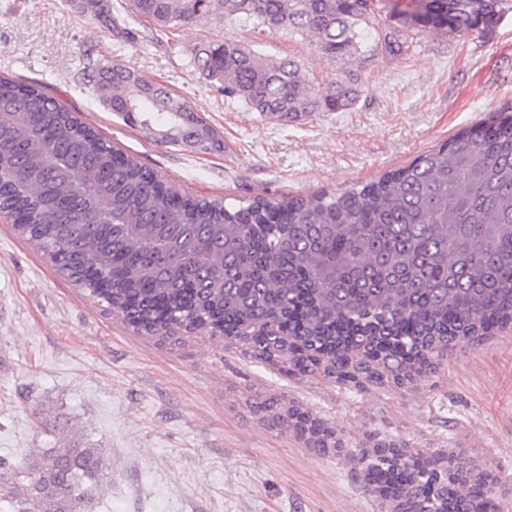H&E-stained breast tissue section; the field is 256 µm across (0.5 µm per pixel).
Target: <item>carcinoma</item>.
Listing matches in <instances>:
<instances>
[{
  "mask_svg": "<svg viewBox=\"0 0 512 512\" xmlns=\"http://www.w3.org/2000/svg\"><path fill=\"white\" fill-rule=\"evenodd\" d=\"M504 0H421L412 21L467 34L495 18ZM159 28L203 16L234 18L259 32L317 35L328 60L357 50L370 0H129ZM104 27L126 39L112 0H87ZM203 78L251 110L292 122L352 106L350 83L315 84L291 57L269 60L252 46L208 41L194 56ZM88 82L111 112L165 143L202 150L216 135L185 100L120 65L91 69ZM85 175L74 183L72 171ZM0 204L27 223L18 233L90 295L123 309L133 330L172 338L216 315L223 334L272 365L375 385L426 379L450 348L483 340L512 322V114L491 112L377 180L342 192L237 199L199 198L114 149L37 84L0 75ZM121 224H137L141 241ZM109 287L102 288L100 284ZM292 428L318 438L324 423L291 407ZM352 457L363 482L416 512L468 508L489 474L461 458L448 476L439 454L372 465ZM0 488L15 512H81L108 478L97 448L73 443L27 458Z\"/></svg>",
  "mask_w": 512,
  "mask_h": 512,
  "instance_id": "1",
  "label": "carcinoma"
}]
</instances>
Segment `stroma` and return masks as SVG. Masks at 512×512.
<instances>
[{
  "mask_svg": "<svg viewBox=\"0 0 512 512\" xmlns=\"http://www.w3.org/2000/svg\"><path fill=\"white\" fill-rule=\"evenodd\" d=\"M118 3L134 40L103 27L82 0H0V74L43 86L192 196L341 191L512 107V0L462 35L421 30L384 0L358 52L336 62L311 33L260 34L210 17L163 30ZM211 40L293 57L309 80L349 82L359 97L295 122L260 115L194 67ZM90 62L168 86L221 148L161 142L109 112L87 83ZM270 398L334 427L343 448L307 447L285 420L257 410ZM384 440L464 449L512 483V327L450 348L416 388L302 377L221 338L133 333L0 219V460L17 466L68 442L101 449L109 479L85 512H379L347 458Z\"/></svg>",
  "mask_w": 512,
  "mask_h": 512,
  "instance_id": "35a3bbf8",
  "label": "stroma"
}]
</instances>
